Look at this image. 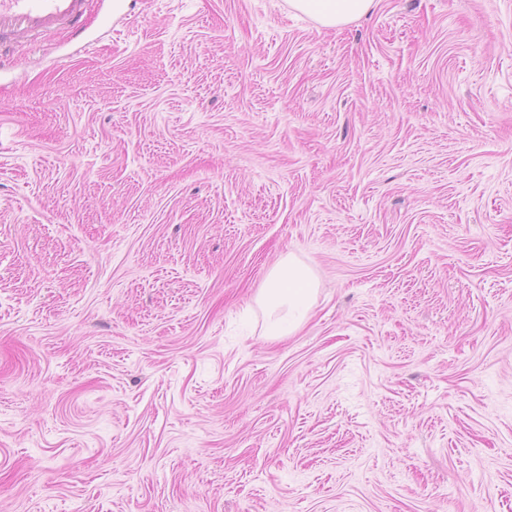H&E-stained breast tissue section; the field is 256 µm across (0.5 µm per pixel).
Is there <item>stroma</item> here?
<instances>
[{
  "mask_svg": "<svg viewBox=\"0 0 512 512\" xmlns=\"http://www.w3.org/2000/svg\"><path fill=\"white\" fill-rule=\"evenodd\" d=\"M112 3L0 56V512H512V0ZM375 0H288V6L324 29H338L368 14ZM315 280L309 266L288 256L268 275L258 296L260 304L268 310L283 308L284 315L270 321L266 336H288L304 321L314 294Z\"/></svg>",
  "mask_w": 512,
  "mask_h": 512,
  "instance_id": "1",
  "label": "stroma"
}]
</instances>
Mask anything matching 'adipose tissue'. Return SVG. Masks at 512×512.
Segmentation results:
<instances>
[{"label": "adipose tissue", "instance_id": "adipose-tissue-1", "mask_svg": "<svg viewBox=\"0 0 512 512\" xmlns=\"http://www.w3.org/2000/svg\"><path fill=\"white\" fill-rule=\"evenodd\" d=\"M375 0H288L289 7L304 14L324 29H338L368 14ZM315 280L309 266L289 257L268 275L258 301L267 309H282L270 321L266 333L272 337L290 335L304 321L314 294Z\"/></svg>", "mask_w": 512, "mask_h": 512}]
</instances>
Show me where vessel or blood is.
Masks as SVG:
<instances>
[{
	"label": "vessel or blood",
	"instance_id": "vessel-or-blood-1",
	"mask_svg": "<svg viewBox=\"0 0 512 512\" xmlns=\"http://www.w3.org/2000/svg\"><path fill=\"white\" fill-rule=\"evenodd\" d=\"M87 0H0V47L56 27L79 29Z\"/></svg>",
	"mask_w": 512,
	"mask_h": 512
}]
</instances>
